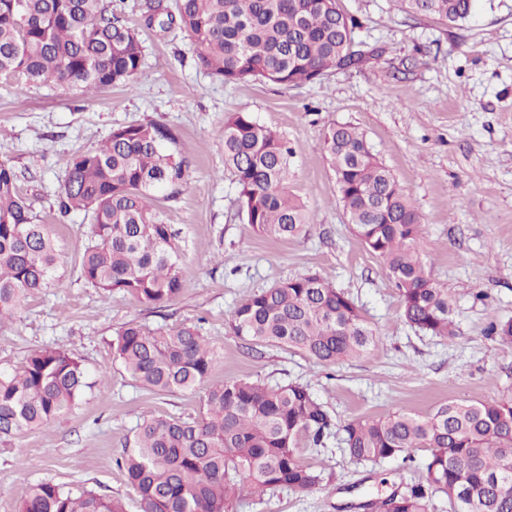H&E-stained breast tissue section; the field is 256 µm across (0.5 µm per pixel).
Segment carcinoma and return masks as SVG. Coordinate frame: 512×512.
Segmentation results:
<instances>
[{
	"label": "carcinoma",
	"mask_w": 512,
	"mask_h": 512,
	"mask_svg": "<svg viewBox=\"0 0 512 512\" xmlns=\"http://www.w3.org/2000/svg\"><path fill=\"white\" fill-rule=\"evenodd\" d=\"M413 15L451 25L466 21L475 0H396ZM148 19L175 25L191 39L199 64L226 84L262 81L282 87L320 80L364 63L356 20L336 0H149ZM140 29L109 0H0V78L53 83L93 94L130 85L142 71ZM172 131L155 122L114 128L101 146L75 153L58 193L63 216H90L92 235L79 260L85 283L160 305L183 289L184 248L172 225L153 209L172 199L189 177ZM324 149L356 235L379 257L417 331L457 336L448 289L422 258V224L391 171L363 132L334 123ZM292 148L280 133L247 112L224 118V169L238 189L246 223L262 237L297 238L311 224L288 191ZM58 254L47 225L37 222L18 176L0 159V323L14 319L27 298L56 279ZM234 333L256 344L297 350L320 366L364 357L376 334L354 300L316 273L262 289L229 314ZM490 335L512 343V321L492 322ZM113 361L155 394L194 391L198 418L154 417L137 425L117 465L137 494L139 512H229L243 491L262 496L289 488L308 492L321 475L305 466L299 443L324 444L335 420L303 383L210 380L220 356L193 324L150 328L129 322L116 332ZM85 370L50 347L0 371V435L45 426L71 411L86 388ZM345 452L357 464L421 461L425 482L369 499V512H431L443 494L451 512H512V398L446 401L424 416L394 411L343 426ZM21 512H126L119 498L52 481L31 486Z\"/></svg>",
	"instance_id": "obj_1"
}]
</instances>
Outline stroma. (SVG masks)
<instances>
[{
  "mask_svg": "<svg viewBox=\"0 0 512 512\" xmlns=\"http://www.w3.org/2000/svg\"><path fill=\"white\" fill-rule=\"evenodd\" d=\"M146 0H112L141 29L143 74L136 84L95 95L35 84L17 92L0 79V156H7L64 261L55 284L0 326V370L19 368L30 351L74 354L94 379L72 413L48 425L0 437V512H20L32 484L51 480L125 501L137 496L115 464L140 421L197 417V394L151 395L112 360L124 324L199 323L220 351L210 378L309 384L337 425L402 410L424 415L448 400L483 402L512 395V344L489 336L491 320H512V0H476L466 22L411 16L396 0H339L356 18L355 38L372 59L323 79L284 88L264 82L225 85L196 60L179 28L143 24ZM250 113L293 147L288 189L313 222L304 236H259L239 210L224 169V117ZM170 126L190 177L157 207L185 244V286L149 306L119 293L102 297L78 277L91 234L84 214L60 216L56 198L71 156L96 147L113 128ZM360 127L377 157L410 196L424 225L432 278L453 299L457 334L426 336L405 322L400 294L382 261L351 231L323 147L330 124ZM309 272L349 294L375 329L377 344L358 360L315 365L301 352L236 336L231 308L251 294ZM485 300H477L476 292ZM341 436L301 458L322 482L301 493L282 488L234 501L232 512H356L360 502L425 476L418 464L359 465Z\"/></svg>",
  "mask_w": 512,
  "mask_h": 512,
  "instance_id": "obj_1",
  "label": "stroma"
}]
</instances>
